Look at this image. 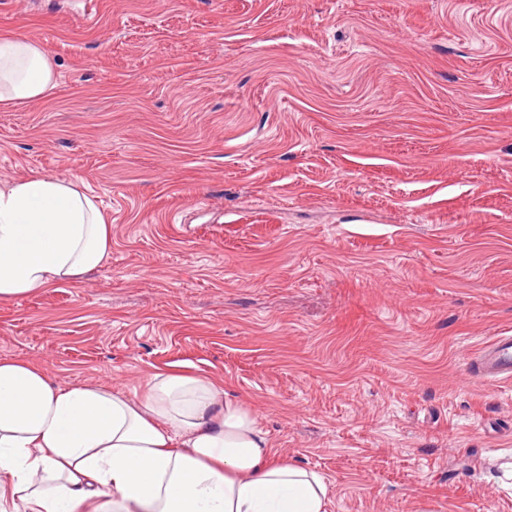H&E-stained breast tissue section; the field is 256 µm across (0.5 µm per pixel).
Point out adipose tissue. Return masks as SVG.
Masks as SVG:
<instances>
[{
  "instance_id": "ef3b65f1",
  "label": "adipose tissue",
  "mask_w": 512,
  "mask_h": 512,
  "mask_svg": "<svg viewBox=\"0 0 512 512\" xmlns=\"http://www.w3.org/2000/svg\"><path fill=\"white\" fill-rule=\"evenodd\" d=\"M45 46L0 33V105L46 96ZM110 225L75 178L33 172L0 186V300L102 264ZM322 476L278 456L254 413L204 373L148 376L142 400L64 389L0 360V506L27 512H325Z\"/></svg>"
}]
</instances>
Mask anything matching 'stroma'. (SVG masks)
<instances>
[{
  "label": "stroma",
  "instance_id": "35a3bbf8",
  "mask_svg": "<svg viewBox=\"0 0 512 512\" xmlns=\"http://www.w3.org/2000/svg\"><path fill=\"white\" fill-rule=\"evenodd\" d=\"M49 96L0 183L78 178L101 266L0 301V359L142 398L211 374L326 512H512V0H0ZM468 376L487 383L512 381V336H495L468 362Z\"/></svg>",
  "mask_w": 512,
  "mask_h": 512
}]
</instances>
